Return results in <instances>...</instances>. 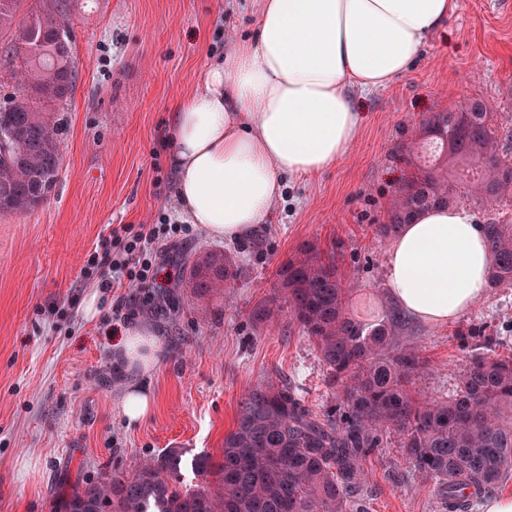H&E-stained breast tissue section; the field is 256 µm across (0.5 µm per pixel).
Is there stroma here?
Instances as JSON below:
<instances>
[{"label":"stroma","mask_w":512,"mask_h":512,"mask_svg":"<svg viewBox=\"0 0 512 512\" xmlns=\"http://www.w3.org/2000/svg\"><path fill=\"white\" fill-rule=\"evenodd\" d=\"M262 0H78L70 16L78 79L55 107L65 131L62 171L50 198L25 213L0 214V512H66L75 491L134 474L176 449L186 483H203L198 456L219 457L240 402L268 381L299 386L322 407L335 404L313 342L280 314L258 328L253 307L278 270L303 247L334 256L355 309L382 306L390 240L377 237L387 206L413 170L410 154L435 112L481 102L512 157V0H458L456 13L425 41L388 87L359 91L358 136L339 162L286 176L271 215L252 238L226 242L178 213L172 165L173 102L198 88L224 49L251 36ZM169 219L157 288L114 282L109 261L89 268L116 227ZM221 250L243 275L199 307L181 258ZM100 292L98 315L85 302ZM148 317L165 357L148 380L152 411L128 422L110 377L112 349L130 319ZM481 327L498 352L512 351V285L442 325L410 320L405 335L424 367L415 395L442 399L479 342L457 330ZM365 512H444L430 481L407 463L398 436L368 460Z\"/></svg>","instance_id":"stroma-1"}]
</instances>
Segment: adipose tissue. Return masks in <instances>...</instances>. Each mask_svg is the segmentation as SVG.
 Returning <instances> with one entry per match:
<instances>
[{"label": "adipose tissue", "instance_id": "obj_1", "mask_svg": "<svg viewBox=\"0 0 512 512\" xmlns=\"http://www.w3.org/2000/svg\"><path fill=\"white\" fill-rule=\"evenodd\" d=\"M458 0H262L254 36L235 42L201 88L173 104L176 196L210 237H252L288 175L324 170L355 141L358 89L403 75ZM486 227L464 205L420 211L402 226L385 284L402 311L445 324L487 296ZM161 352L158 331L133 320L112 353L123 415L153 404L140 380Z\"/></svg>", "mask_w": 512, "mask_h": 512}]
</instances>
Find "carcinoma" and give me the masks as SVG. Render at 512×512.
<instances>
[{
	"label": "carcinoma",
	"instance_id": "carcinoma-1",
	"mask_svg": "<svg viewBox=\"0 0 512 512\" xmlns=\"http://www.w3.org/2000/svg\"><path fill=\"white\" fill-rule=\"evenodd\" d=\"M23 2L0 0V29L12 30L6 53L23 62L22 93L0 106V213L37 207L59 181L63 128L46 106L68 101L78 77L72 0H42L16 25ZM423 130L415 146L423 163L399 186L379 236L396 234L428 207L467 200L491 213L512 196V161L499 155L481 103L437 112ZM487 226L490 286L511 285L512 224L490 217ZM184 274L203 303L240 278L237 260L217 251L186 262ZM274 288L252 321L265 324L287 311L313 339L336 405L317 409L287 383L262 384L243 398L219 460L192 462L204 483L183 485L180 454L171 451L132 475L75 492L67 512H354L365 460L392 431L443 504L462 497L451 505L454 512H472L482 494L512 476V355L474 354L452 394L417 399L409 384L424 358L401 341L400 316L388 307L366 319L354 315L334 261L308 255L290 261Z\"/></svg>",
	"mask_w": 512,
	"mask_h": 512
}]
</instances>
